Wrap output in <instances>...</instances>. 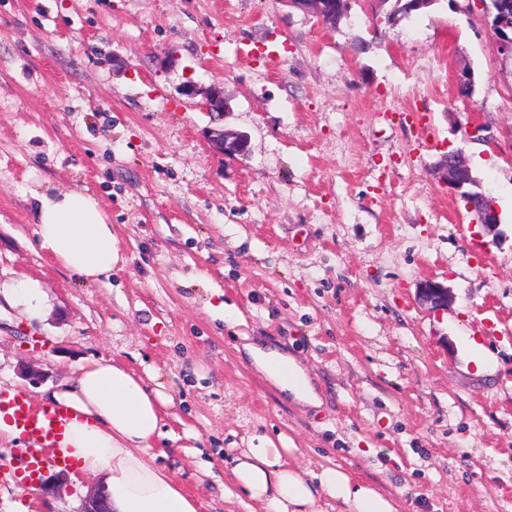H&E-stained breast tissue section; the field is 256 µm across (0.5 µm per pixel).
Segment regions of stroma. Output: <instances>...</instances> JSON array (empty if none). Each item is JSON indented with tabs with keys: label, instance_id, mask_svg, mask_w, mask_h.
I'll return each instance as SVG.
<instances>
[{
	"label": "stroma",
	"instance_id": "stroma-1",
	"mask_svg": "<svg viewBox=\"0 0 512 512\" xmlns=\"http://www.w3.org/2000/svg\"><path fill=\"white\" fill-rule=\"evenodd\" d=\"M390 9L351 0L331 27L282 0H0V290L46 294L33 319L0 306V387L35 401L100 357L159 372L174 416L152 454L200 512H259L222 494L225 452L257 435L400 512H512V59L468 0ZM242 42L260 56L240 62ZM189 80L223 90V120ZM219 124L248 157L214 152ZM451 151L498 235L442 182ZM49 185L106 211L123 257L107 284L38 250L30 192ZM428 280L447 309L421 304ZM247 336L294 357L318 404L273 389Z\"/></svg>",
	"mask_w": 512,
	"mask_h": 512
}]
</instances>
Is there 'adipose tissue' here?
Segmentation results:
<instances>
[{
  "instance_id": "adipose-tissue-1",
  "label": "adipose tissue",
  "mask_w": 512,
  "mask_h": 512,
  "mask_svg": "<svg viewBox=\"0 0 512 512\" xmlns=\"http://www.w3.org/2000/svg\"><path fill=\"white\" fill-rule=\"evenodd\" d=\"M33 198L39 250L83 282L110 278L121 254L98 201L63 189L51 195L37 192ZM244 350L276 389L302 402L315 401L312 384L295 359L253 344ZM41 401L71 412L58 453L102 488L111 512H199L197 500L150 452L173 403L163 383L148 384L123 363L101 358ZM284 454L266 437L239 450L229 461L231 485L225 497L243 494L263 512H320L327 498L340 504V512H400L398 502L371 483L336 467L302 471Z\"/></svg>"
}]
</instances>
